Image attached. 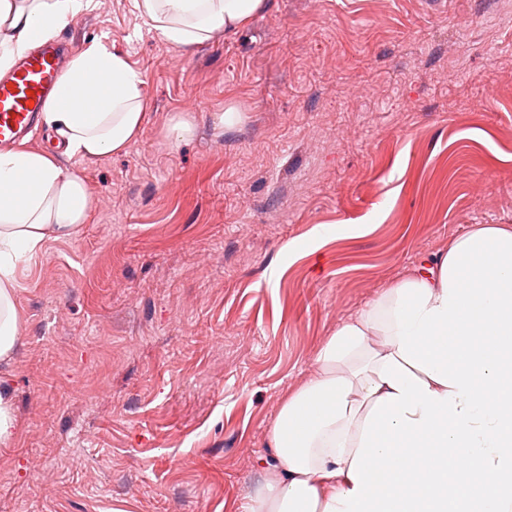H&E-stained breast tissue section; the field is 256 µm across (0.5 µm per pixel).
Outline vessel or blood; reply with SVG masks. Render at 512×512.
Here are the masks:
<instances>
[{
	"mask_svg": "<svg viewBox=\"0 0 512 512\" xmlns=\"http://www.w3.org/2000/svg\"><path fill=\"white\" fill-rule=\"evenodd\" d=\"M61 77L60 47L46 44L0 78V149H9L29 132Z\"/></svg>",
	"mask_w": 512,
	"mask_h": 512,
	"instance_id": "b4317fda",
	"label": "vessel or blood"
}]
</instances>
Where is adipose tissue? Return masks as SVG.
Listing matches in <instances>:
<instances>
[{
	"mask_svg": "<svg viewBox=\"0 0 512 512\" xmlns=\"http://www.w3.org/2000/svg\"><path fill=\"white\" fill-rule=\"evenodd\" d=\"M177 46L231 34L267 0H134ZM85 0H0V73L55 39ZM143 79L99 41L69 60L40 121L70 156L119 153L145 116ZM91 199L53 154L0 153V362L21 340L16 267L71 236ZM381 337L373 345L372 337ZM272 462L244 512H512V230L495 224L339 324L283 403Z\"/></svg>",
	"mask_w": 512,
	"mask_h": 512,
	"instance_id": "obj_1",
	"label": "adipose tissue"
}]
</instances>
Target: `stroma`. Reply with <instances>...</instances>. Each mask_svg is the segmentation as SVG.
<instances>
[{
    "mask_svg": "<svg viewBox=\"0 0 512 512\" xmlns=\"http://www.w3.org/2000/svg\"><path fill=\"white\" fill-rule=\"evenodd\" d=\"M58 38L122 53L146 115L63 158L92 210L18 264L0 512H242L336 327L512 226V0H269L188 46L89 0Z\"/></svg>",
    "mask_w": 512,
    "mask_h": 512,
    "instance_id": "obj_1",
    "label": "stroma"
}]
</instances>
